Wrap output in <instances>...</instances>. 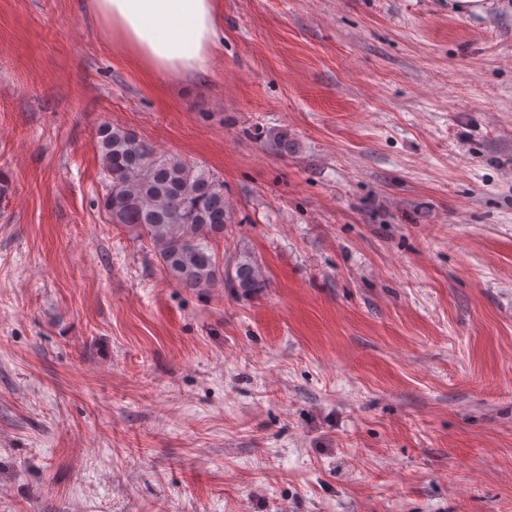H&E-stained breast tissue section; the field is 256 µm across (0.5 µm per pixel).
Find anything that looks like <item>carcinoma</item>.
<instances>
[{"mask_svg":"<svg viewBox=\"0 0 512 512\" xmlns=\"http://www.w3.org/2000/svg\"><path fill=\"white\" fill-rule=\"evenodd\" d=\"M96 142L110 181L105 213L112 223L149 241L177 286L194 290L220 281L243 293L262 287L255 260L243 256L226 268L212 247V239L223 236L224 225L230 222L224 181L157 154L132 130L103 124Z\"/></svg>","mask_w":512,"mask_h":512,"instance_id":"carcinoma-1","label":"carcinoma"}]
</instances>
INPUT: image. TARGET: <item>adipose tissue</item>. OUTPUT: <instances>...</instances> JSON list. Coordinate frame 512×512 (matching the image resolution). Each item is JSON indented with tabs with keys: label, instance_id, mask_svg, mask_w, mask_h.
<instances>
[{
	"label": "adipose tissue",
	"instance_id": "adipose-tissue-1",
	"mask_svg": "<svg viewBox=\"0 0 512 512\" xmlns=\"http://www.w3.org/2000/svg\"><path fill=\"white\" fill-rule=\"evenodd\" d=\"M85 9L155 74L208 72L224 37L219 0H86Z\"/></svg>",
	"mask_w": 512,
	"mask_h": 512
}]
</instances>
